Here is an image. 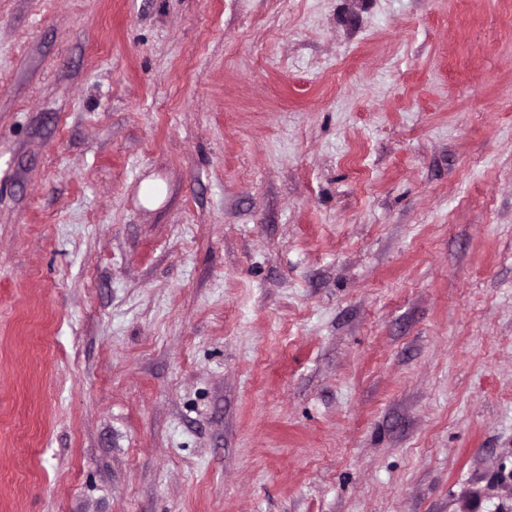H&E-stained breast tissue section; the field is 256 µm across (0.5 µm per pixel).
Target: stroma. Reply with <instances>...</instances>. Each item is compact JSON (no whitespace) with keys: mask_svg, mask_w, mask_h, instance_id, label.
I'll list each match as a JSON object with an SVG mask.
<instances>
[{"mask_svg":"<svg viewBox=\"0 0 512 512\" xmlns=\"http://www.w3.org/2000/svg\"><path fill=\"white\" fill-rule=\"evenodd\" d=\"M0 512H512V0H0Z\"/></svg>","mask_w":512,"mask_h":512,"instance_id":"stroma-1","label":"stroma"}]
</instances>
